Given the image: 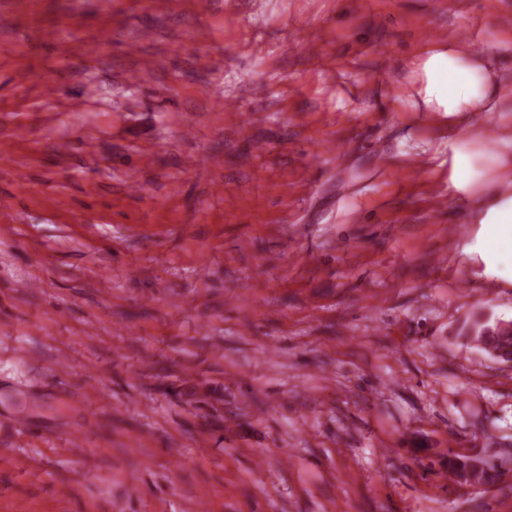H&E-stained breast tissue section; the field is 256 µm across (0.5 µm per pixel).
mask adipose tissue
Masks as SVG:
<instances>
[{"instance_id":"ef3b65f1","label":"adipose tissue","mask_w":512,"mask_h":512,"mask_svg":"<svg viewBox=\"0 0 512 512\" xmlns=\"http://www.w3.org/2000/svg\"><path fill=\"white\" fill-rule=\"evenodd\" d=\"M496 60L490 48L465 50L453 39L426 45L414 63L410 98L421 112L465 114L477 121L492 117L501 109ZM469 214L485 230L487 264L512 269V188L473 197Z\"/></svg>"}]
</instances>
